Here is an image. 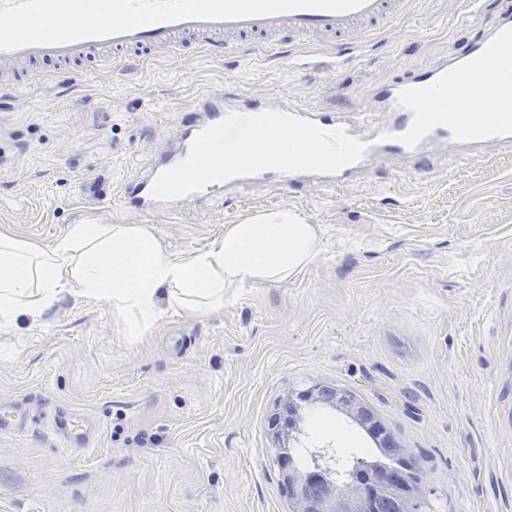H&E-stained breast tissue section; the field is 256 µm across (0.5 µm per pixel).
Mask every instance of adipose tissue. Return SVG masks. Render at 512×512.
Segmentation results:
<instances>
[{
  "instance_id": "obj_1",
  "label": "adipose tissue",
  "mask_w": 512,
  "mask_h": 512,
  "mask_svg": "<svg viewBox=\"0 0 512 512\" xmlns=\"http://www.w3.org/2000/svg\"><path fill=\"white\" fill-rule=\"evenodd\" d=\"M317 253L316 226L285 211L227 225L210 249L176 256L161 252L146 226L79 224L52 245L0 227V319L36 316L70 289L135 311L146 326L169 307L200 313L243 284L288 281Z\"/></svg>"
}]
</instances>
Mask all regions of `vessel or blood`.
<instances>
[{"mask_svg": "<svg viewBox=\"0 0 512 512\" xmlns=\"http://www.w3.org/2000/svg\"><path fill=\"white\" fill-rule=\"evenodd\" d=\"M408 0H0V90L16 92L33 81L83 79L86 64L104 58L118 65L122 52H202L212 57L243 44L279 52L285 42L304 54L283 55L292 74L333 70L340 58L363 47L370 33L403 17ZM325 55H318V48ZM312 120L325 130L344 127L366 142L361 158L332 174L265 169L171 201L153 197L163 171L185 159L197 135L229 113L266 109ZM512 149V10L500 14L463 51L376 83L367 111L310 104L281 97L271 104L234 85L195 95L179 116L177 132L156 152L151 167L121 188L125 211L168 216L216 203L260 187L342 189L360 184L369 169L394 161L416 175H447L448 157L472 160ZM30 410L21 399L0 402V436L24 432ZM50 434L64 447L87 448L97 425L75 412H58Z\"/></svg>", "mask_w": 512, "mask_h": 512, "instance_id": "b4317fda", "label": "vessel or blood"}]
</instances>
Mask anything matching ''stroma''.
<instances>
[{
    "mask_svg": "<svg viewBox=\"0 0 512 512\" xmlns=\"http://www.w3.org/2000/svg\"><path fill=\"white\" fill-rule=\"evenodd\" d=\"M417 0L336 70L289 75L252 46L223 57L92 64L56 92L0 94V226L49 245L77 224L151 226L161 250L210 248L224 227L288 210L319 230L295 278L243 285L219 310H169L141 337L110 302L73 292L0 326V401L32 421L0 437V512H288L267 421L313 383L355 391L432 490V512H512V152L457 161L447 177L379 164L330 196L268 189L209 213L141 216L119 205L200 91L240 84L361 110L374 83L462 50L512 0ZM100 424L90 448L50 437L54 410ZM304 447L372 441L342 413L305 414Z\"/></svg>",
    "mask_w": 512,
    "mask_h": 512,
    "instance_id": "1",
    "label": "stroma"
}]
</instances>
